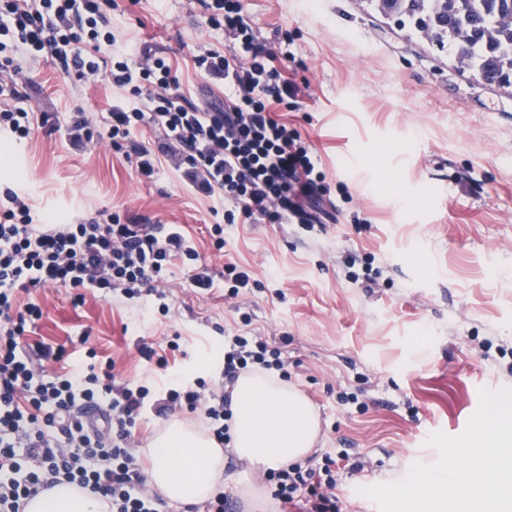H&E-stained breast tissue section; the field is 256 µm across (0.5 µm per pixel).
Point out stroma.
Masks as SVG:
<instances>
[{"instance_id":"35a3bbf8","label":"stroma","mask_w":512,"mask_h":512,"mask_svg":"<svg viewBox=\"0 0 512 512\" xmlns=\"http://www.w3.org/2000/svg\"><path fill=\"white\" fill-rule=\"evenodd\" d=\"M114 32L158 47L184 90L204 92L198 50L234 39L207 23L200 0H112ZM261 44L290 52L282 75L299 89L279 117L301 133L325 175L336 220L225 225L212 201L186 189L176 158L142 177L125 149L98 139L72 147L74 113L100 121L113 100L105 81L62 73L53 61L17 56L22 92L60 127L23 142L0 134V189L31 190L43 220L62 224L109 210L187 232L212 257L208 233L224 224L227 260L252 271L257 287L234 298L192 288L174 261L170 312L145 300L104 299L65 287L34 292L43 317L28 333L74 351L88 332L117 380L148 381L141 341L185 337L172 373L224 387V336L259 333L283 343L287 384L319 419L311 454L347 451L368 462L344 476L342 512H374L364 487L398 482L410 466L438 458L427 437L461 435L480 389L512 388V85H485L453 55L386 18L367 0H244ZM445 193H438V186ZM353 394L341 404L339 392ZM261 473L232 458L222 488L233 512L243 484Z\"/></svg>"}]
</instances>
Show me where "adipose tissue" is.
<instances>
[{
  "instance_id": "1",
  "label": "adipose tissue",
  "mask_w": 512,
  "mask_h": 512,
  "mask_svg": "<svg viewBox=\"0 0 512 512\" xmlns=\"http://www.w3.org/2000/svg\"><path fill=\"white\" fill-rule=\"evenodd\" d=\"M232 442L223 450L206 431L180 419L170 420L152 437L151 485L166 499L199 502L217 490L224 455L233 453L254 467L277 470L302 460L318 432L308 399L263 372L240 375L232 392ZM107 499L61 483L25 504L24 512H109Z\"/></svg>"
}]
</instances>
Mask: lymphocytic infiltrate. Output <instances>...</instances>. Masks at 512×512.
<instances>
[{"label": "lymphocytic infiltrate", "instance_id": "f902f5d3", "mask_svg": "<svg viewBox=\"0 0 512 512\" xmlns=\"http://www.w3.org/2000/svg\"><path fill=\"white\" fill-rule=\"evenodd\" d=\"M213 29L235 37L230 52L207 48L194 57L200 73L224 89L223 105L200 108L164 58L149 46L118 39L112 31V0H0V132L30 138L48 115L28 107L19 91L14 57L56 60L63 72L94 80L107 74L123 91L104 121L111 144L129 140L143 125L159 128L181 148L191 190L225 203L224 221L210 227L216 251L224 227L265 220L325 223L331 214L318 199L324 174L300 132L272 115L273 104L296 99L275 57L259 44L243 0H202ZM194 270L190 283L212 290L215 280L200 268V254L183 229L142 224L100 211L74 224L40 223L26 195L0 191V512H22L42 484L67 482L103 496L111 512H160L143 463L129 443L145 406L168 417L200 415L221 446L231 442L230 391L249 370L288 376L282 348L260 335L224 339V392L205 380L176 383L151 399L149 385L116 383L111 366L98 365L84 345V359L68 363L64 348L29 352L25 335L42 317L39 305L21 295L48 285L85 289L100 297H155L168 312L163 287L174 259ZM361 456L324 455L266 472L273 500L298 512H339L341 478L364 471Z\"/></svg>", "mask_w": 512, "mask_h": 512}]
</instances>
